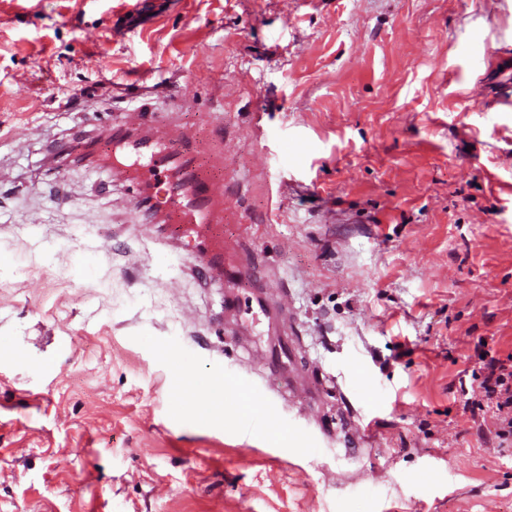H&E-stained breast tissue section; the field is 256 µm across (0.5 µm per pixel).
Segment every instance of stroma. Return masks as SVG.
Listing matches in <instances>:
<instances>
[{
    "mask_svg": "<svg viewBox=\"0 0 512 512\" xmlns=\"http://www.w3.org/2000/svg\"><path fill=\"white\" fill-rule=\"evenodd\" d=\"M511 92L512 0H0V512H512ZM141 106L224 163L217 265L51 160ZM482 354L478 355V359L481 361L483 379L478 388L484 403L478 401L472 404L482 412L492 411L498 426L495 431L498 448H508L504 445H512V353L504 360L495 357L487 360L486 355L482 358Z\"/></svg>",
    "mask_w": 512,
    "mask_h": 512,
    "instance_id": "35a3bbf8",
    "label": "stroma"
}]
</instances>
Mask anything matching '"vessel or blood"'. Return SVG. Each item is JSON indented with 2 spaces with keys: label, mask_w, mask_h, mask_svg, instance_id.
<instances>
[{
  "label": "vessel or blood",
  "mask_w": 512,
  "mask_h": 512,
  "mask_svg": "<svg viewBox=\"0 0 512 512\" xmlns=\"http://www.w3.org/2000/svg\"><path fill=\"white\" fill-rule=\"evenodd\" d=\"M101 139L112 145V173L134 183L150 224L224 225V177L187 133L156 130L150 118L134 126L115 124Z\"/></svg>",
  "instance_id": "obj_1"
}]
</instances>
